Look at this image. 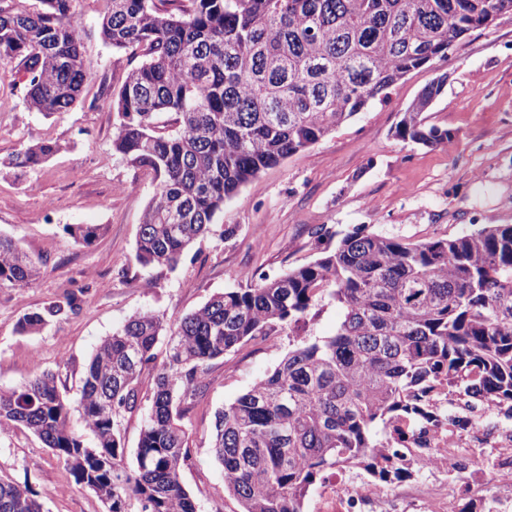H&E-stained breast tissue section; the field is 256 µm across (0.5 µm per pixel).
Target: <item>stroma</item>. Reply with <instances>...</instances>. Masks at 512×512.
<instances>
[{
	"label": "stroma",
	"instance_id": "1",
	"mask_svg": "<svg viewBox=\"0 0 512 512\" xmlns=\"http://www.w3.org/2000/svg\"><path fill=\"white\" fill-rule=\"evenodd\" d=\"M84 30L89 79L81 99L51 116L23 102L16 63L0 66V163L23 143L50 139L63 150L21 175L0 170V234L42 260L40 279L0 288V390L21 387L35 369L60 376L68 399L93 350L138 312L150 309L178 324L224 289L238 287L239 272L262 267L278 275L313 262L346 233L366 228L407 241L447 238L478 224H512V17L469 33L447 58L409 73L386 101H373L307 151L263 171L227 201L214 218L215 234L194 242L175 269L142 268L136 241L156 181L112 150L119 123L113 92L131 68L129 54L105 44L99 25L105 0H76ZM442 94L429 123L455 133L436 148L396 140L400 112L438 75ZM67 224H100L90 244H74ZM233 226L236 235L221 239ZM74 310L51 318L37 333L22 334L23 314L64 302ZM298 336L251 341L208 363L207 387L185 421L189 459L182 482L197 512H239L225 494L211 450L214 414L270 374L298 338L331 336L342 317L334 301L315 304ZM457 414L473 419L455 431V471L421 472L385 487L400 512H512V486L490 482L512 435V418L480 401L456 400ZM0 476L43 494V512H106L77 485L65 463L28 429L0 428Z\"/></svg>",
	"mask_w": 512,
	"mask_h": 512
}]
</instances>
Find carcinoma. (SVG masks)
I'll use <instances>...</instances> for the list:
<instances>
[{
    "instance_id": "cac0c4a2",
    "label": "carcinoma",
    "mask_w": 512,
    "mask_h": 512,
    "mask_svg": "<svg viewBox=\"0 0 512 512\" xmlns=\"http://www.w3.org/2000/svg\"><path fill=\"white\" fill-rule=\"evenodd\" d=\"M21 2L0 0V63L16 60L31 74L24 102L48 116L82 95L84 33L75 0H39L33 11ZM107 2L101 38L135 61L112 97L120 117L112 147L156 179L135 259L171 269L241 187L387 99L405 73L448 57L487 9L512 15V0ZM443 89L439 79L423 87L393 135L451 143L424 116ZM60 149L52 140L24 145L4 166L32 171ZM63 230L88 243L101 226ZM41 266L0 235V288L33 284ZM242 280L173 328L156 311L130 317L92 353L74 403L58 374L36 369L24 386L0 392V426L33 432L107 512H196L181 482L190 456L184 418L207 387V363L294 332L324 294L343 309L336 334L298 342L215 414L224 491L241 512H303L316 480L352 469L376 485L412 478L431 449L406 444L445 388L512 417L511 224L418 242L357 228L307 265ZM73 303L26 313L18 329L35 333ZM149 369L154 384L130 467L121 417L140 408ZM39 497L0 477V512H42Z\"/></svg>"
}]
</instances>
